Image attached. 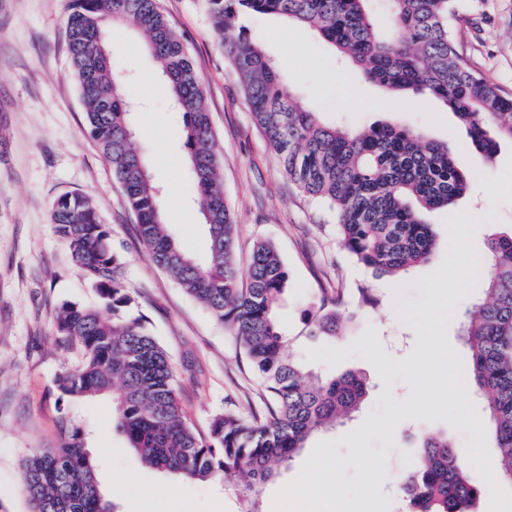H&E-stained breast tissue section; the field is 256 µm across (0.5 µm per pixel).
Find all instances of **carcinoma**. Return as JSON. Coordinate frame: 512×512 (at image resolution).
<instances>
[{
	"label": "carcinoma",
	"instance_id": "obj_1",
	"mask_svg": "<svg viewBox=\"0 0 512 512\" xmlns=\"http://www.w3.org/2000/svg\"><path fill=\"white\" fill-rule=\"evenodd\" d=\"M371 0H206L214 34L224 48L255 126L288 180L336 215L344 250L378 276L427 262L437 234L427 213L454 205L475 180L448 145L384 122L349 130L322 121L294 102L282 75L243 18L278 15L316 33L373 82L394 92L426 93L466 126L484 159L498 140L512 141V98L477 73L454 43L448 22L457 0H386L389 24L377 26ZM123 23L145 40L166 77L172 105L183 114L184 146L210 239L200 262L186 254L163 220L162 192L133 141L126 75L108 50L104 29ZM68 47L90 133L112 167L137 217L139 241L154 262L203 304L234 336L263 388L266 411L215 414L202 436L182 409L166 351L129 313L124 259L112 249L108 225L89 197L67 194L52 208L54 231L84 271L100 301L61 304L59 336L79 345L83 360L55 379L70 399L112 391L115 427L142 463L188 481L217 479L240 487L246 512H258L264 486L275 480L316 433L354 417L367 396L357 372L316 377L286 353L277 318L289 273L277 248L254 244L246 272L237 260V224L222 188L216 137L194 62L156 0H70ZM483 294L461 315L471 355L462 367L467 388L488 415L493 465L512 483V236L487 243L476 256ZM343 297L324 294L307 312L308 335L336 334ZM412 471L396 475L410 512H470L480 487L467 457L448 435L418 441ZM98 464L83 429L65 425L55 448L22 463L30 512H111L101 493Z\"/></svg>",
	"mask_w": 512,
	"mask_h": 512
}]
</instances>
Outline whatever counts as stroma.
<instances>
[{
	"label": "stroma",
	"instance_id": "obj_1",
	"mask_svg": "<svg viewBox=\"0 0 512 512\" xmlns=\"http://www.w3.org/2000/svg\"><path fill=\"white\" fill-rule=\"evenodd\" d=\"M158 6L203 87L224 195L238 224L239 266H246L256 241L273 243L289 272L279 308L288 352L319 374L355 369L369 382L357 417L316 435L264 487L260 512H408L394 476L413 465L423 431L448 434L463 454H479L474 512H512V484L492 465L480 407L465 385L449 381L468 356L458 336L462 305L483 286L471 271L474 257L487 239L512 234V143L501 142L494 159L484 160L468 150L465 127L440 101L368 82L300 25L275 16L252 19V34L301 108L347 128L395 120L447 144L464 168L483 171L455 206L429 214L438 244L428 262L399 276H374L341 248L332 214L289 182L270 153L204 0H158ZM459 13L452 23L457 49L512 97V0L478 7L461 0ZM67 19L68 0H0V512H29L21 463L33 449L55 445L64 415L84 428L115 512H244L235 487L145 466L115 428L111 397L64 404L54 386L82 357L57 332L61 302H99L51 220L56 198L82 193L112 229L134 311L167 352L195 430L207 434L216 412L262 407V388L234 336L139 244L137 218L87 131ZM106 37L114 60L129 72L125 93L134 104L135 142L164 190L169 230L184 251L206 259L209 236L180 136L183 117L140 39L115 25ZM324 288L341 291L347 318L336 338L314 340L306 313ZM364 288L369 297L361 296ZM383 360L388 369L377 370ZM286 485L296 490L287 499Z\"/></svg>",
	"mask_w": 512,
	"mask_h": 512
}]
</instances>
